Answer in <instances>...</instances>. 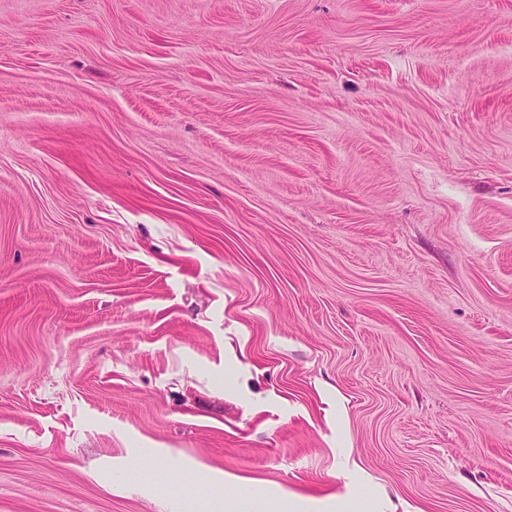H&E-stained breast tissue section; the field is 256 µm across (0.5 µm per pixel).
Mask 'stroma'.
<instances>
[{
    "label": "stroma",
    "mask_w": 512,
    "mask_h": 512,
    "mask_svg": "<svg viewBox=\"0 0 512 512\" xmlns=\"http://www.w3.org/2000/svg\"><path fill=\"white\" fill-rule=\"evenodd\" d=\"M201 500L512 512V0H0V512Z\"/></svg>",
    "instance_id": "35a3bbf8"
}]
</instances>
